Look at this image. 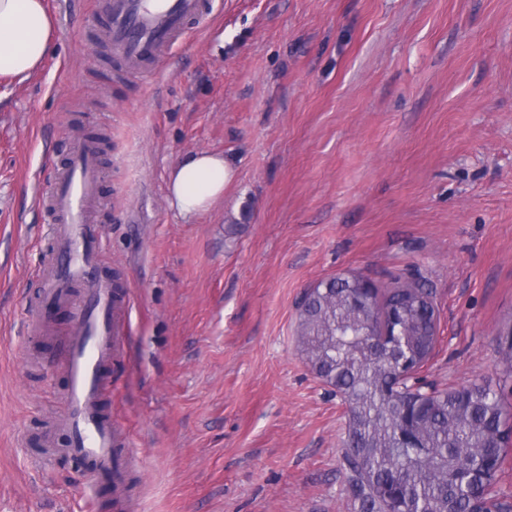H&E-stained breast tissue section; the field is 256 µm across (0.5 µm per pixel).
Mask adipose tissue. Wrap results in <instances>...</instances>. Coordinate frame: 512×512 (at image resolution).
<instances>
[{"label":"adipose tissue","instance_id":"obj_1","mask_svg":"<svg viewBox=\"0 0 512 512\" xmlns=\"http://www.w3.org/2000/svg\"><path fill=\"white\" fill-rule=\"evenodd\" d=\"M52 19L44 0H0V77L24 78L51 50ZM235 175L223 154L198 151L175 164L169 176L170 204L197 216L224 199Z\"/></svg>","mask_w":512,"mask_h":512}]
</instances>
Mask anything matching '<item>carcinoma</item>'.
<instances>
[{
    "label": "carcinoma",
    "mask_w": 512,
    "mask_h": 512,
    "mask_svg": "<svg viewBox=\"0 0 512 512\" xmlns=\"http://www.w3.org/2000/svg\"><path fill=\"white\" fill-rule=\"evenodd\" d=\"M359 283L333 277L301 302V351L314 373L342 394L356 428L341 464L358 512H506L497 487L504 448L491 440L505 416L501 396L487 385L463 391L423 390L401 377L405 362L425 364L438 342L431 290L396 282L375 305L358 310L349 296ZM397 311L390 359L368 343L367 331L385 307Z\"/></svg>",
    "instance_id": "carcinoma-1"
}]
</instances>
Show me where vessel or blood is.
<instances>
[{
	"instance_id": "1",
	"label": "vessel or blood",
	"mask_w": 512,
	"mask_h": 512,
	"mask_svg": "<svg viewBox=\"0 0 512 512\" xmlns=\"http://www.w3.org/2000/svg\"><path fill=\"white\" fill-rule=\"evenodd\" d=\"M107 36L113 52L133 70L163 60L175 41L203 13V0H107ZM100 168L95 148L75 138L69 163L44 200L51 256L39 267L40 304L73 306L75 321L62 338L56 366L67 378L61 411L51 412L44 460L64 452L75 460L94 506L99 483H124L132 453L122 424L103 407L112 390L104 369L123 349L128 303L103 264V237L96 220ZM68 442L57 449L55 435Z\"/></svg>"
}]
</instances>
